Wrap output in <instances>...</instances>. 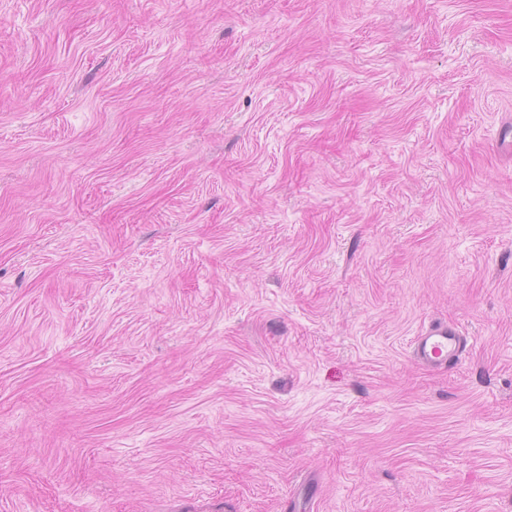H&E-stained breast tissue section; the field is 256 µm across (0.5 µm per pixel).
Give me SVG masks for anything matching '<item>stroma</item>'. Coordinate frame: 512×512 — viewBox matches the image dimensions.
<instances>
[{"label": "stroma", "mask_w": 512, "mask_h": 512, "mask_svg": "<svg viewBox=\"0 0 512 512\" xmlns=\"http://www.w3.org/2000/svg\"><path fill=\"white\" fill-rule=\"evenodd\" d=\"M508 123L512 0H0V512H512ZM465 342V337L454 324L434 322L414 337L413 359L422 367L440 369L461 358Z\"/></svg>", "instance_id": "1"}]
</instances>
